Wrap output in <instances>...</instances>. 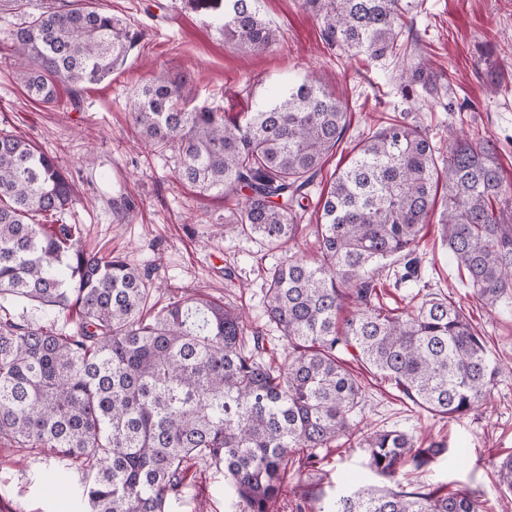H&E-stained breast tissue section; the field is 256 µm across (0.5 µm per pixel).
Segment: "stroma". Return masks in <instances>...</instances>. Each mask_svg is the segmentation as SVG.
Instances as JSON below:
<instances>
[{"instance_id":"obj_1","label":"stroma","mask_w":512,"mask_h":512,"mask_svg":"<svg viewBox=\"0 0 512 512\" xmlns=\"http://www.w3.org/2000/svg\"><path fill=\"white\" fill-rule=\"evenodd\" d=\"M96 2L125 19L140 38L109 79L77 91L59 82L58 102L48 106L29 101L16 79L8 31L20 14L0 13V130L31 139L59 158L78 189L64 223L84 225L89 250L151 267L157 287L152 302L163 306L204 294L240 306L264 324L266 268L314 254L317 202L332 174L358 141L403 108H411L439 150L447 149L451 128L471 139H490L503 177L512 181V0H415L407 21L408 59L425 60L444 75L448 95L428 100L419 92L411 103L401 94L398 63H371L329 49L300 0H260L261 14L281 32L279 44L263 54L226 44L185 0ZM309 69L329 89L344 92L351 117L343 142L306 190L303 234L277 252L231 232L211 238L212 225L223 223L232 201L200 193L180 179L175 152L143 143L129 116L131 98L152 75L165 72L185 76L197 103L246 112L255 99ZM419 251L424 288L396 286L403 264L392 258L375 281L377 299L390 309L406 307L416 295L460 305L502 368L492 401L463 418H441L416 408L352 360L348 368L364 386L358 419L365 429H401L423 443L445 442L444 456L422 470L402 466L393 484L407 491L423 482L447 492L467 489L481 499L483 512H512V493L498 478L499 463L512 455V306L492 311L474 295L444 251L437 223L427 224ZM85 481L69 459L48 450L25 452L0 439V512H87L80 494ZM392 483L371 472L366 449L324 448L315 467L289 476L278 507L296 512L306 490L329 499L343 487L385 489ZM229 487L222 466L190 464L184 494L168 512H235Z\"/></svg>"}]
</instances>
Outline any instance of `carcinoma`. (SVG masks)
Returning a JSON list of instances; mask_svg holds the SVG:
<instances>
[{
  "label": "carcinoma",
  "instance_id": "cac0c4a2",
  "mask_svg": "<svg viewBox=\"0 0 512 512\" xmlns=\"http://www.w3.org/2000/svg\"><path fill=\"white\" fill-rule=\"evenodd\" d=\"M259 0H188L224 42L263 54L280 41ZM9 30L27 96L58 100V82L97 85L122 66L137 39L91 0H61ZM331 49L400 61L403 96L434 98L448 85L423 62H406L405 15L413 0H301ZM186 79L159 73L136 94L130 117L142 137L180 158V179L237 199L224 218L241 239L272 250L296 242L303 191L349 127L344 99L312 72L234 116L189 105ZM62 166L31 141L0 130V298L41 309L33 326L0 305V438L50 448L87 473L89 512H168L190 463L224 465L235 512H273L288 475L315 466L335 444L365 448L375 473L395 477L442 456L400 429L360 434L362 386L350 355L413 405L461 417L488 402L499 374L460 306L431 297L394 313L373 304L375 278L398 257V282L418 283V241L438 216L442 246L474 294L496 309L512 288V183L489 140L448 142L439 161L409 113L357 144L320 202L316 257L267 272L265 316L276 344L240 310L205 298L148 310L151 273L84 244V225L47 224L72 207ZM360 305L339 323L346 300ZM66 319L65 331L54 328ZM319 512H483L468 490L424 484L409 492L339 493Z\"/></svg>",
  "mask_w": 512,
  "mask_h": 512
}]
</instances>
